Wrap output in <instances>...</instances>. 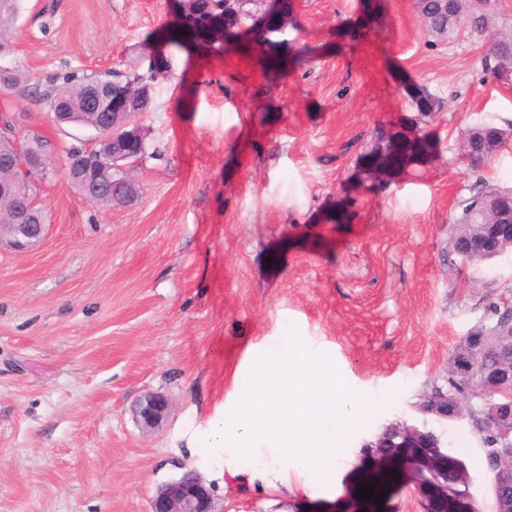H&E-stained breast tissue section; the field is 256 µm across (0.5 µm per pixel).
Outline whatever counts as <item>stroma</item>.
Instances as JSON below:
<instances>
[{"instance_id": "obj_1", "label": "stroma", "mask_w": 512, "mask_h": 512, "mask_svg": "<svg viewBox=\"0 0 512 512\" xmlns=\"http://www.w3.org/2000/svg\"><path fill=\"white\" fill-rule=\"evenodd\" d=\"M180 2L22 0L11 61L32 81L143 71L156 52L171 67L136 117L146 153L128 170L142 193L126 207L87 201L63 172L91 129L13 99L24 130L53 141L58 173L40 190L45 241L0 249V512H149L183 468L211 486L217 512H426L409 477L380 504L358 498L365 444L392 424L433 432L471 512H495L471 421L417 409L445 385L488 286L512 291V250L448 260L458 197L481 179L512 188V145L478 169L461 156L469 128L512 129V84L481 67L488 36L437 39L414 0H382L354 45L341 30L364 0H281L285 64L266 73L232 42L168 44ZM417 87L434 116L411 107ZM394 135L425 149L371 174L365 155ZM344 211L350 222L335 223ZM292 334L381 402L345 443L344 469L288 471L285 484L282 455L228 458L206 429L254 349ZM148 391L171 401L152 433L130 411Z\"/></svg>"}]
</instances>
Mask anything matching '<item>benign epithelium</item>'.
I'll list each match as a JSON object with an SVG mask.
<instances>
[{"mask_svg":"<svg viewBox=\"0 0 512 512\" xmlns=\"http://www.w3.org/2000/svg\"><path fill=\"white\" fill-rule=\"evenodd\" d=\"M129 89L112 93L108 87L101 91L94 88L86 94L90 109L96 112L127 107ZM23 121L20 112L0 114V137L13 138L15 152L13 166L18 170L13 185L0 183V196L15 195L24 186H40L48 179L47 170L53 165V155L30 151L25 141L17 136ZM476 209H486L491 219L479 224L473 234L460 247L464 256H478L485 260L498 257L502 250L512 245V207L499 205L497 196L485 194L474 204ZM6 242L16 251H27L38 245L47 235L46 224H6ZM465 354L462 361L454 363V374L463 381L474 380L477 386L458 400L448 396L434 398L433 403L421 409L441 419L476 418L497 431L499 440L489 456L488 466L498 480L492 484L498 500V512H512V497L503 496L500 486L503 479H512V343L496 348L488 345L480 334L470 333L464 338ZM169 410L166 396L148 392L135 400L132 412L142 429L158 428ZM376 466H392L405 458L411 450L418 458H436L445 467L434 475L419 478L416 491L429 506V512L448 510V455L439 450V442L431 432L415 427L402 426L394 431L384 430L376 441L366 444ZM150 512H215L214 498L209 486L197 473L176 478L156 487L150 498Z\"/></svg>","mask_w":512,"mask_h":512,"instance_id":"7a95c632","label":"benign epithelium"}]
</instances>
